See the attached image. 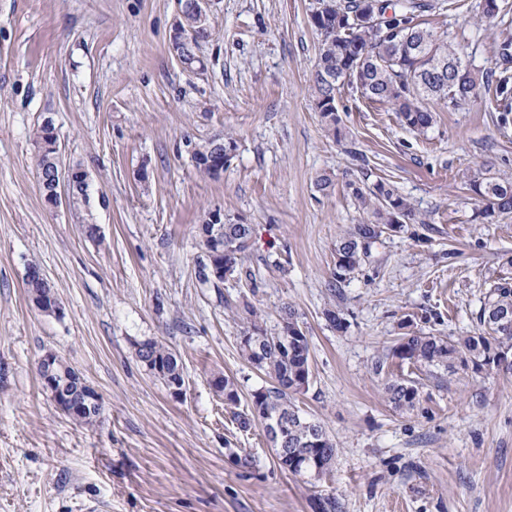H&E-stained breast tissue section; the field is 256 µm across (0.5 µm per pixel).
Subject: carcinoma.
Returning <instances> with one entry per match:
<instances>
[{
	"label": "carcinoma",
	"mask_w": 512,
	"mask_h": 512,
	"mask_svg": "<svg viewBox=\"0 0 512 512\" xmlns=\"http://www.w3.org/2000/svg\"><path fill=\"white\" fill-rule=\"evenodd\" d=\"M196 0H184L187 41L180 53L181 63L192 66L195 49L208 29H199L193 15ZM326 5L315 18L314 27L321 36L319 57L311 75L317 108L325 125L336 129L339 123L336 92L345 83L355 85L366 99L388 104L400 121L418 133L434 123V113L425 100L434 98L446 106L457 107L476 94L479 86L493 91L502 112H512V38L498 45L504 66L481 75L473 71L463 49L448 43L446 36L425 26L423 13L434 8L432 0H375L380 4L381 26L353 24V18L366 10L367 0H319ZM445 71H437L438 64ZM52 129L37 126L33 138L40 149L38 170L44 172L60 164L58 151L48 148ZM70 185L74 200L86 198L85 171L76 169ZM352 195L369 219L347 227L336 239V261L328 288L336 294L368 257L370 245L388 227H403L413 215L411 203L389 182L378 180L362 187L350 185ZM470 189L485 201L482 211L489 219L497 213L512 212V176L487 169L470 183ZM29 299L44 313L56 312L48 289L39 282L26 280ZM512 310V255L502 258L498 281L491 286L479 311L478 327L465 336L451 339L425 333H406L391 349L392 356L417 368L444 367L452 370L469 365L477 371L493 355L512 357V326L496 328L486 320L490 312ZM299 324L295 309L283 308L279 329L268 331L253 323L240 341L242 358L265 372L272 384L256 391L252 415L263 422L282 423L286 428L288 454H276L280 464L294 475L321 476L331 467L337 446L321 422L300 414L292 402L294 395L306 390L310 381V342L306 334L291 336ZM137 357L144 367L166 384L183 379L178 356L164 344L147 339L138 343ZM57 386L73 396L74 410L69 417L85 427L98 422L101 398H88L84 378L58 358L53 363ZM214 385L224 393L227 405L238 403L234 384L227 378H215ZM389 402L397 409L415 407L418 387L409 379H395L385 386Z\"/></svg>",
	"instance_id": "carcinoma-1"
}]
</instances>
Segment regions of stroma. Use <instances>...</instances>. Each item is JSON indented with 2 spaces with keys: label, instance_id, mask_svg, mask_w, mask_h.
Here are the masks:
<instances>
[{
  "label": "stroma",
  "instance_id": "1",
  "mask_svg": "<svg viewBox=\"0 0 512 512\" xmlns=\"http://www.w3.org/2000/svg\"><path fill=\"white\" fill-rule=\"evenodd\" d=\"M478 2L444 0L423 20L486 72L512 37V0L492 26L476 22ZM314 6L209 0L189 70L169 51L180 0H0V512H316L328 495L342 512H512V372L419 370L390 354L405 326L476 328L512 254V213L483 218L469 183L487 168L512 174V118L482 89L456 108L429 101L436 121L419 134L347 85L328 134L310 81ZM45 122L64 164L86 172L88 202L44 200L33 129ZM217 135L235 153L210 178L190 147ZM325 172L327 196L315 186ZM366 175L390 181L414 217L372 244L337 302L334 246L365 218L349 185ZM215 209L254 227L220 290L196 276L198 228ZM33 262L55 314L28 297ZM334 303L339 331L325 317ZM287 306L311 352L295 403L337 445L321 477L282 468L261 421L237 420L270 384L241 357L243 331L279 328ZM146 339L179 356L182 394L138 360ZM48 352L101 396L95 426L43 391ZM397 378L418 382L414 409L388 402Z\"/></svg>",
  "mask_w": 512,
  "mask_h": 512
}]
</instances>
